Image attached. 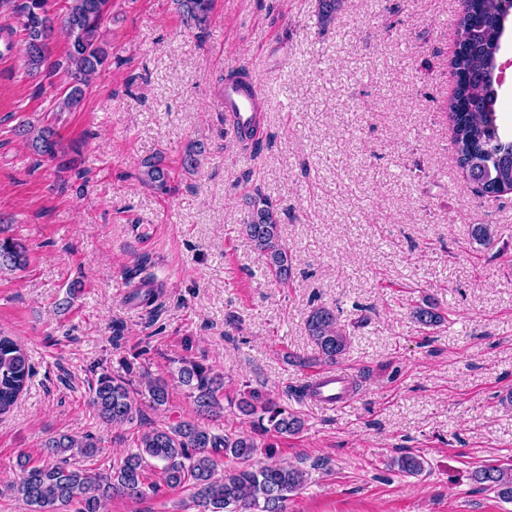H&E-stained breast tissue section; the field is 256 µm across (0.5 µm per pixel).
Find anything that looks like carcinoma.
Instances as JSON below:
<instances>
[{"label":"carcinoma","instance_id":"1","mask_svg":"<svg viewBox=\"0 0 512 512\" xmlns=\"http://www.w3.org/2000/svg\"><path fill=\"white\" fill-rule=\"evenodd\" d=\"M61 17L67 42L64 70L68 88L57 99L60 112H72L81 105L93 77L107 64L109 51L102 24L112 8V0H66ZM182 22L205 29L214 0H177ZM503 0H463L457 21V51L450 61L455 90L448 109L452 122V141L457 164L486 195L512 191V136L498 124L499 58L512 15L503 11ZM342 0H318V22L325 27L334 22ZM0 10L13 14L24 34L25 67L38 74L51 67L47 47L55 27L48 0H0ZM19 134L38 156L57 161L62 156L56 131L48 126L21 125ZM205 147L190 144L181 159L187 171L201 164ZM169 175L161 160L143 161L140 180L164 190ZM250 215L240 233L261 257L272 277L286 283L293 271V256L281 234L278 209L269 199L255 192L248 196ZM27 250L17 239L0 237V273L22 270ZM413 318L425 327L441 324L445 317L436 303L427 301L413 311ZM308 335L318 350L312 360H299L308 367L335 363L346 351L349 334L338 323L336 313L326 307L313 309L307 317ZM32 375L24 345L16 338L0 333V417L17 404ZM180 382L188 392L198 415L212 417L223 411L220 376L197 362H185L178 369ZM146 391L154 407L168 402V384L161 378L147 382ZM91 403L106 424L133 423L141 418L135 398L126 384L108 374L98 377L91 388ZM238 407L251 417L257 435L215 433L195 421H178L143 432L138 451L126 455L112 471L103 474L71 463L75 455L95 456L99 448L90 439L77 441L67 435L49 439L46 459L33 466L29 459L19 460V481L7 485L27 512H102L114 497L140 500L146 490L158 485L146 482L149 461L160 464L164 483L189 491V506L195 512H288V501L305 482L301 469L269 462L253 466L259 454L271 459L274 444L261 440L301 433L305 422L259 391H249ZM233 459L239 466L219 470L221 462ZM425 460L407 454L392 461L397 470L416 476L424 470ZM472 479L512 502V465H487L472 472Z\"/></svg>","mask_w":512,"mask_h":512}]
</instances>
